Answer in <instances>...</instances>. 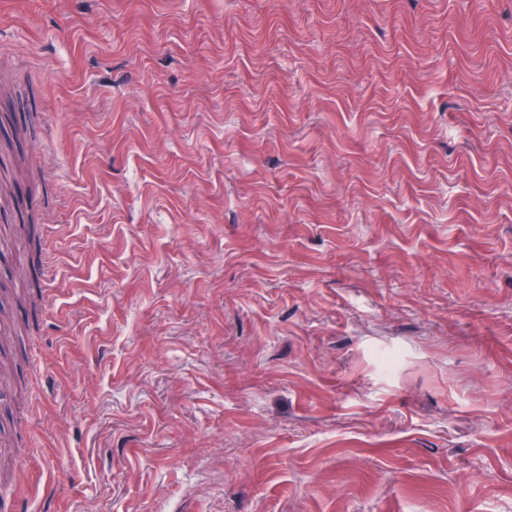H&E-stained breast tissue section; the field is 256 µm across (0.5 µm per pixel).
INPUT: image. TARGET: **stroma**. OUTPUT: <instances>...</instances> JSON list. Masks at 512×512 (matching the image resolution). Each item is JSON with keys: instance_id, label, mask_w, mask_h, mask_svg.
<instances>
[{"instance_id": "stroma-1", "label": "stroma", "mask_w": 512, "mask_h": 512, "mask_svg": "<svg viewBox=\"0 0 512 512\" xmlns=\"http://www.w3.org/2000/svg\"><path fill=\"white\" fill-rule=\"evenodd\" d=\"M0 73V512H512V0H0Z\"/></svg>"}]
</instances>
